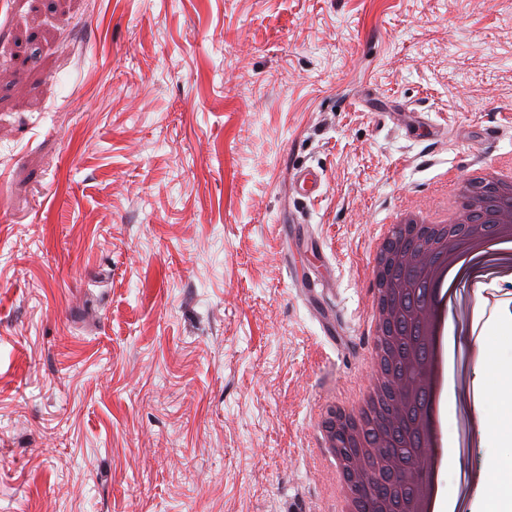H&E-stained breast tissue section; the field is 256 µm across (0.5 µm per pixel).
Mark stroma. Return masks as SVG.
<instances>
[{
    "label": "stroma",
    "mask_w": 512,
    "mask_h": 512,
    "mask_svg": "<svg viewBox=\"0 0 512 512\" xmlns=\"http://www.w3.org/2000/svg\"><path fill=\"white\" fill-rule=\"evenodd\" d=\"M509 153L512 0H0V512H331L368 240ZM489 413L461 465L512 496ZM290 181L296 199L301 202L313 201L319 198L325 188L323 172L309 166L296 168Z\"/></svg>",
    "instance_id": "35a3bbf8"
}]
</instances>
